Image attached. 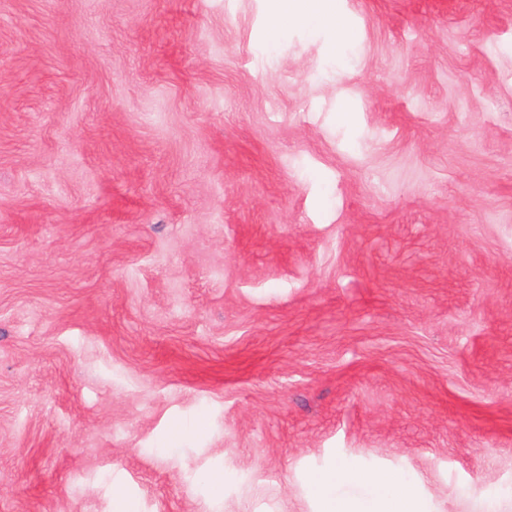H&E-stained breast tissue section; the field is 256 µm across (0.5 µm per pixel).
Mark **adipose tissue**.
Wrapping results in <instances>:
<instances>
[{
	"label": "adipose tissue",
	"instance_id": "ef3b65f1",
	"mask_svg": "<svg viewBox=\"0 0 512 512\" xmlns=\"http://www.w3.org/2000/svg\"><path fill=\"white\" fill-rule=\"evenodd\" d=\"M288 20L301 25L325 21L339 35L347 33L336 13V0H271L270 38H277ZM310 485L318 512H426L419 491L382 471L359 473L341 467L312 476Z\"/></svg>",
	"mask_w": 512,
	"mask_h": 512
}]
</instances>
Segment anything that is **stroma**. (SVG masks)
<instances>
[{
    "mask_svg": "<svg viewBox=\"0 0 512 512\" xmlns=\"http://www.w3.org/2000/svg\"><path fill=\"white\" fill-rule=\"evenodd\" d=\"M336 3L0 0V512H512V0ZM269 36L275 40L285 21L306 25L326 21L338 31L341 39L347 36V28L336 14L335 0H270ZM310 486L318 512H428L419 491L387 472L359 473L340 467L313 475Z\"/></svg>",
    "mask_w": 512,
    "mask_h": 512,
    "instance_id": "obj_1",
    "label": "stroma"
}]
</instances>
